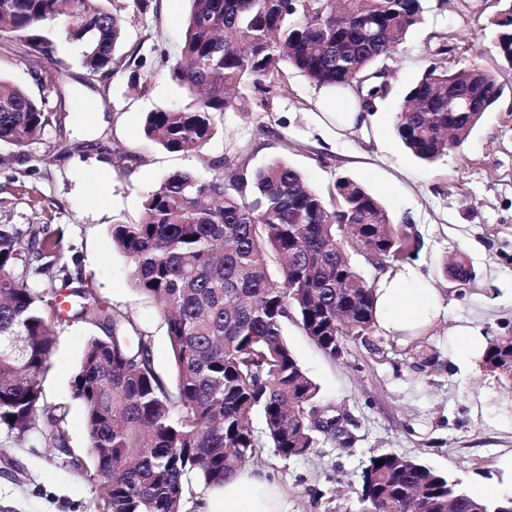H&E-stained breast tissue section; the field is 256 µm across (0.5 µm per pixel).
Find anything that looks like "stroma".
<instances>
[{"instance_id":"obj_1","label":"stroma","mask_w":512,"mask_h":512,"mask_svg":"<svg viewBox=\"0 0 512 512\" xmlns=\"http://www.w3.org/2000/svg\"><path fill=\"white\" fill-rule=\"evenodd\" d=\"M155 4L143 13L131 2L125 12L124 45L139 48L146 87L130 86L119 74L108 94H100L78 61L79 47L58 43L61 74L47 101L60 121L22 150L0 145V156L14 157L0 165V223L22 230L47 224L59 232L66 274L91 283L106 305L129 313L152 335L156 369L168 378L165 325L154 304L132 288L109 225L138 222L144 197L167 175H205L209 159L241 154L253 169L279 160L324 195L338 178L360 182L416 243L411 263L438 288L448 311L428 336L399 342L376 329L367 342H346L336 358L289 321L288 344L317 384L319 406L342 415L345 437L316 434L301 457L264 449L262 469L286 493L289 512H366L362 473L382 453L420 460L474 487L498 456L512 452V389L459 362L454 337L461 325L481 336L512 334V67L493 47L497 0H426L423 23L388 63L387 87L366 131L337 130L318 106V89L289 68L272 90L243 86L240 109L217 117L200 157L167 152L143 133L147 112L193 101L160 62L164 54L178 57L189 0ZM149 29L158 31L156 40H144ZM441 35L452 50L436 57L430 49ZM434 63L451 70L480 65L505 91L460 148L426 164L403 148L395 123L409 86ZM53 143L58 151L46 152ZM456 259L471 268L470 280L446 274L445 264ZM56 331L43 388L48 402L68 411L69 451L0 428V512H97L84 409L71 397L84 342L96 328L64 321ZM422 349L434 354V363L422 365Z\"/></svg>"}]
</instances>
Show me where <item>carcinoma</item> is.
I'll use <instances>...</instances> for the list:
<instances>
[{
    "label": "carcinoma",
    "mask_w": 512,
    "mask_h": 512,
    "mask_svg": "<svg viewBox=\"0 0 512 512\" xmlns=\"http://www.w3.org/2000/svg\"><path fill=\"white\" fill-rule=\"evenodd\" d=\"M499 3L495 45L512 67V0ZM125 10V0H0V51L50 58L57 24L81 47L90 79L106 84L127 73L137 86L139 49H121ZM424 13L425 0H191L171 75L197 102L147 113L144 134L168 152L199 156L242 85H273L289 66L319 89L350 87L394 57ZM60 65L37 73L38 85H57ZM503 91L479 67L433 64L404 97L396 135L417 159L434 162L468 140ZM56 121L45 98L0 78V144L21 149ZM224 167L207 162L205 178L169 174L144 198L140 222L109 227L131 286L166 325L173 383L157 372L152 336L133 317L106 306L88 282L72 288L64 278L68 317L103 330L86 340L72 381L99 512H191L192 483L220 488L268 446L297 457L312 449L313 432L336 436V410L316 407L319 388L288 346L285 324L296 319L320 350L339 356L375 326L374 289L345 243L392 261L412 254L354 180H337L328 200L279 161L251 170L240 158L229 178ZM61 251L46 224L25 234L0 224V426L34 431L66 454V414L42 386L60 293L26 282L32 270L55 282ZM482 368L512 389V336L489 341ZM361 500L368 512H448L450 502L455 512H512V495L478 499L462 481L393 453L370 459Z\"/></svg>",
    "instance_id": "carcinoma-1"
}]
</instances>
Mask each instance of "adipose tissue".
<instances>
[{
    "mask_svg": "<svg viewBox=\"0 0 512 512\" xmlns=\"http://www.w3.org/2000/svg\"><path fill=\"white\" fill-rule=\"evenodd\" d=\"M374 296L380 328L402 340L423 335L446 313L437 288L413 267L383 277ZM201 502L198 512H288L279 488L251 468L241 469L222 489L206 493Z\"/></svg>",
    "mask_w": 512,
    "mask_h": 512,
    "instance_id": "ef3b65f1",
    "label": "adipose tissue"
}]
</instances>
